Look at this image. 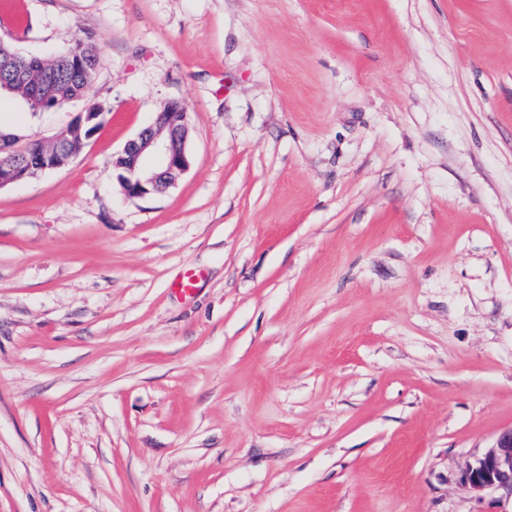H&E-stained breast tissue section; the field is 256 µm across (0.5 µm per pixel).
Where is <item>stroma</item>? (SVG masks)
<instances>
[{
  "label": "stroma",
  "instance_id": "35a3bbf8",
  "mask_svg": "<svg viewBox=\"0 0 512 512\" xmlns=\"http://www.w3.org/2000/svg\"><path fill=\"white\" fill-rule=\"evenodd\" d=\"M80 38L86 97H0L104 111L0 189V512H512L462 488L512 427V0H0ZM172 99L191 166L128 198Z\"/></svg>",
  "mask_w": 512,
  "mask_h": 512
}]
</instances>
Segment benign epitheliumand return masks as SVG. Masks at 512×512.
<instances>
[{
  "label": "benign epithelium",
  "mask_w": 512,
  "mask_h": 512,
  "mask_svg": "<svg viewBox=\"0 0 512 512\" xmlns=\"http://www.w3.org/2000/svg\"><path fill=\"white\" fill-rule=\"evenodd\" d=\"M38 60L21 56L8 58L4 68L14 72L13 80L0 83V90H11L13 84L30 74L29 66ZM186 112L179 101L167 103L156 121L129 140L116 157L114 165L125 195L137 199L168 190L190 166L187 151ZM84 144L73 142L57 133L45 139L39 136L4 139L0 134V189L26 180L35 157H41L43 169H55L71 158ZM464 487L479 495L488 489H503L512 494V428L504 430L485 453L469 464Z\"/></svg>",
  "instance_id": "benign-epithelium-1"
}]
</instances>
